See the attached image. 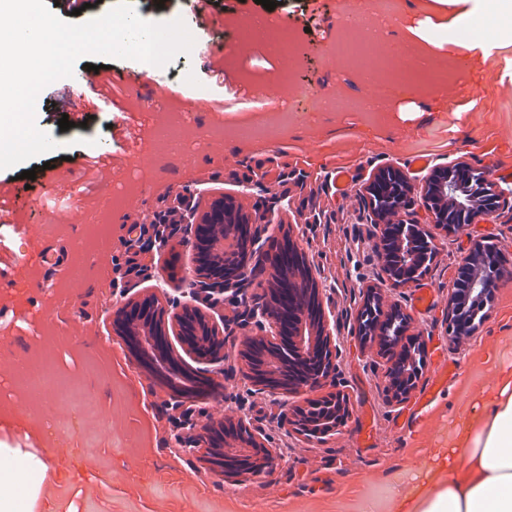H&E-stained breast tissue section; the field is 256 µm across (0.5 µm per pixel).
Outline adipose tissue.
Returning a JSON list of instances; mask_svg holds the SVG:
<instances>
[{
  "instance_id": "obj_1",
  "label": "adipose tissue",
  "mask_w": 512,
  "mask_h": 512,
  "mask_svg": "<svg viewBox=\"0 0 512 512\" xmlns=\"http://www.w3.org/2000/svg\"><path fill=\"white\" fill-rule=\"evenodd\" d=\"M434 2L454 10L443 28L475 17L494 22L469 40L448 39L458 65L486 60L512 38V0ZM53 457L50 450L0 448V512H59L54 499L42 495ZM388 494L391 512H512V373L483 396L478 417L458 433L455 446L434 451L423 482L408 489L391 484Z\"/></svg>"
}]
</instances>
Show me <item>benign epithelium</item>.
Instances as JSON below:
<instances>
[{
  "label": "benign epithelium",
  "mask_w": 512,
  "mask_h": 512,
  "mask_svg": "<svg viewBox=\"0 0 512 512\" xmlns=\"http://www.w3.org/2000/svg\"><path fill=\"white\" fill-rule=\"evenodd\" d=\"M416 198L428 212L430 223L449 233L479 218L494 215L504 203L503 193L489 181L485 172L462 159L435 167L418 185L393 164L375 168L364 187L363 202L370 223L376 229L375 248L381 259L384 284L399 287L418 281V274L428 265L435 249L433 237L423 235L421 255L412 251L419 225L404 221L403 213ZM175 201L176 205L169 211L180 223L195 225L192 246L197 255L207 261V265H197L184 279L182 294L187 300L182 302L166 294L160 297L154 292L131 297L125 280L116 278L112 279V292L124 298L117 310L118 333L124 336L146 372L177 394L186 371L167 346L160 343L159 337L172 334L186 352L202 360H217L225 344L224 323L205 314L196 303L218 310L224 307L225 297L237 298L244 294L248 281L235 274L215 278L209 274L208 267L239 265L247 269L253 263L261 264V232L268 231L272 219L267 212L243 211L231 198L205 211L192 205L191 198L185 194H177ZM393 238L401 250L407 251L399 272L385 256L384 245ZM484 249L485 245L479 244L462 258L458 267V274L462 275L461 287L448 294L449 332L453 336L463 335L465 327L477 329L482 322V312L492 302L495 288L512 279V258L497 246L492 247L493 263L477 266L476 253ZM238 318L242 326L252 325L257 329V333L244 341L242 354L251 356L253 362L246 374L255 391L272 398L275 406H282L284 396L320 391L331 385L336 358L333 328L323 308L313 270L299 255L290 233L284 234L278 258L269 263L264 299L245 306ZM191 321L194 334L205 337V341L189 342L187 328ZM411 323V316L399 303L387 299L379 287L369 290L357 315L354 332L360 345H368L372 335L395 337L390 342V351L384 353L391 362L386 380L392 389L405 379L394 366L407 356L402 341ZM285 360L297 361L308 370L297 384L286 389L268 381L269 372ZM221 429L224 430V467L219 469L220 476L237 477L236 462L249 457L257 448L273 456L262 431L243 417L203 425L184 441L183 451L190 453L194 448L203 447L213 452Z\"/></svg>",
  "instance_id": "1"
}]
</instances>
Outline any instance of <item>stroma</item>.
Wrapping results in <instances>:
<instances>
[{
	"label": "stroma",
	"instance_id": "1",
	"mask_svg": "<svg viewBox=\"0 0 512 512\" xmlns=\"http://www.w3.org/2000/svg\"><path fill=\"white\" fill-rule=\"evenodd\" d=\"M148 21L183 19L195 38L190 53L157 67L130 59L77 61L71 85L96 86V66H109V96H92L86 126L60 130L58 83L39 94L35 124L58 146L8 169L0 185L18 198L0 212L9 227L0 243V445L56 452L44 484L60 512H358L365 497L380 496L407 460L423 463L447 447L465 417L466 393L493 384L512 369V281L495 291L479 330L447 334L448 292L463 256L493 243L512 253V203L492 217L448 235L434 230L437 254L415 283L390 289L413 318L411 333L424 341V367L416 392L395 401L385 380L387 363L353 335L366 290L379 283L381 261L362 191L380 164L399 166L415 182L428 167L464 158L512 193V42L472 70L404 97L403 84H370L328 44L351 26L373 24L380 0H218L196 15L187 0H132ZM431 0H397L386 30L401 43L402 69H411L410 33L437 15ZM262 20L243 36L239 17ZM287 30L293 56L273 36ZM292 72L284 88L281 74ZM346 102L336 112L323 107ZM109 154L122 168L111 187L100 182L95 155ZM427 167H413L415 157ZM348 167L354 180L336 198L333 180ZM36 178L22 180L21 172ZM189 193L200 209L223 196L247 211L275 214L291 226L298 248L316 268L323 298L336 324L334 392L348 396L351 416L325 440L297 435L275 416L269 397L243 377L238 350L244 332L234 323L242 302L227 301L224 361L185 364L213 378L217 393L186 400L194 421L240 415L270 437L274 460L242 482L215 474L200 453L183 452L186 431L174 396L149 378L112 327L122 305L108 284L126 259L130 225ZM193 230L183 227L162 252L144 256L145 274L130 276L132 292L164 285L177 295L194 265ZM428 289L432 306L415 304ZM49 365L52 386L34 392L18 363ZM455 372L443 391L417 409L418 390L442 364ZM371 417V438L361 440V419Z\"/></svg>",
	"mask_w": 512,
	"mask_h": 512
}]
</instances>
